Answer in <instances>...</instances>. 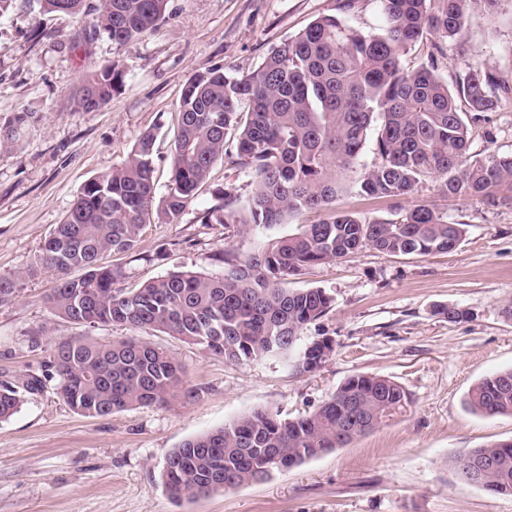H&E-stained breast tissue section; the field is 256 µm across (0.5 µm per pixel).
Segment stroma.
<instances>
[{
  "label": "stroma",
  "instance_id": "stroma-1",
  "mask_svg": "<svg viewBox=\"0 0 512 512\" xmlns=\"http://www.w3.org/2000/svg\"><path fill=\"white\" fill-rule=\"evenodd\" d=\"M335 0H169L166 15L141 40L118 45L87 20L40 14L36 0H12L0 14V118L26 113L10 151L0 154V275L19 291L0 306V379L41 373L56 342L125 335L118 325L88 328L55 316L46 296L56 284L37 255L70 204L92 178L122 165L146 131L157 135L156 195H165L182 90L195 75L220 67L257 68L283 40L334 11ZM436 59L454 80L474 66L496 70L512 85V0L478 17L454 41L427 35L402 58L412 72ZM122 87L96 111L76 108L84 74L109 64ZM475 153L512 152V100L503 99L472 137ZM439 182L420 183L393 201L355 194L338 209L398 220L417 205L462 224L447 254L390 255L372 248L309 267L295 281L334 300L301 337L327 336L335 351L319 370L297 374L280 363L236 365L156 330L139 339L174 355L196 400L132 407L85 417L53 385L26 394L0 421V512H512V497L463 482L452 457L512 438V417L472 412L467 394L480 379L512 367V207L442 196ZM239 200L253 190L249 168L218 163L196 199L173 222L152 220L127 261L128 285L170 272L222 273L223 247L247 254L262 236L203 224L222 188ZM166 249L167 258L152 255ZM446 303L466 311L451 322L435 315ZM38 336L31 347L30 336ZM391 378L408 393L403 415L350 445L266 481L227 493L172 499L160 471L184 440L261 407L293 418L313 411L348 377Z\"/></svg>",
  "mask_w": 512,
  "mask_h": 512
}]
</instances>
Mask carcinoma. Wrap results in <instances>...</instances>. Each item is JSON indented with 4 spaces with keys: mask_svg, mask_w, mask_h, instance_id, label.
<instances>
[{
    "mask_svg": "<svg viewBox=\"0 0 512 512\" xmlns=\"http://www.w3.org/2000/svg\"><path fill=\"white\" fill-rule=\"evenodd\" d=\"M37 2L44 14L90 19L121 45L162 21L168 4ZM362 2L336 0L335 13L314 19L248 74L218 68L191 78L179 103V132L161 199L155 197L156 137L150 131L123 165L85 184L38 255L57 276L47 297L55 315L89 327L158 330L233 364L274 359L309 373L329 360L323 352L328 337L302 344L300 332L332 309L333 298L320 288H290V279L365 247L393 255L450 253L464 235L462 225L428 206H416L394 222L336 209L340 194L399 200L438 178L446 196L512 207V153L471 152L473 127L496 111L512 87L479 66L449 83L432 60L413 73L401 65L424 35L456 39L499 0H376L381 24L368 28L350 22ZM123 81L115 64L82 76L77 107L101 108ZM25 117L18 112L0 124V152L11 147ZM230 133L239 164L253 174L254 191L238 204L224 190L221 203L207 208L201 222L263 228L269 231L265 241L246 255L219 251V275L178 271L121 287L125 263L109 257L133 256L151 215L173 220L186 210L228 154ZM372 137L380 162L367 168L360 159ZM311 211L322 218L288 235L274 233ZM17 292V278L1 275L0 304ZM47 380L56 381L58 397L87 417L199 396L180 363L160 347L133 336L107 343L65 340L52 349L42 375L0 380V421L18 412L23 393L41 389ZM408 403L394 380L354 375L302 416L283 418L254 408L186 439L168 454L160 478L176 500L232 491L342 448ZM467 404L488 416H512V368L481 379ZM479 460L490 462L480 485L512 496V440L472 448L450 464L468 483Z\"/></svg>",
    "mask_w": 512,
    "mask_h": 512,
    "instance_id": "1",
    "label": "carcinoma"
}]
</instances>
